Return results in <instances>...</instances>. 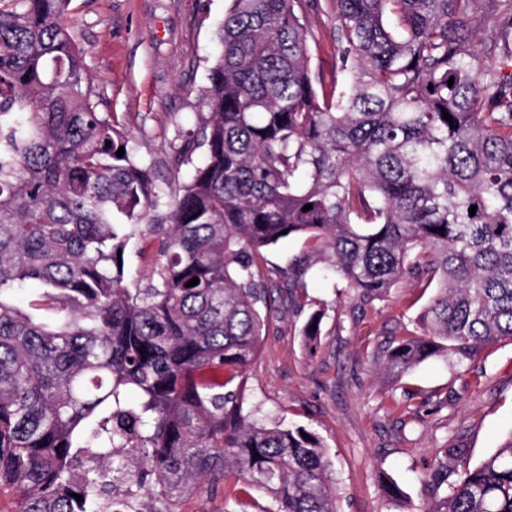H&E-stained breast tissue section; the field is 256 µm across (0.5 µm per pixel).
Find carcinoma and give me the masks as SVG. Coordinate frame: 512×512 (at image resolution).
<instances>
[{
    "label": "carcinoma",
    "mask_w": 512,
    "mask_h": 512,
    "mask_svg": "<svg viewBox=\"0 0 512 512\" xmlns=\"http://www.w3.org/2000/svg\"><path fill=\"white\" fill-rule=\"evenodd\" d=\"M70 4L0 0V493L13 512H180L233 476L267 512H338L323 440L259 416L246 369L319 262L357 308L436 284L423 333L384 351L397 379L512 341V0H307L332 13L342 89L295 0H232L179 194L99 109ZM141 228L157 258L129 281L117 253ZM290 237L312 252L261 277ZM31 282L26 311L10 298ZM460 454L425 512H512V434L450 482Z\"/></svg>",
    "instance_id": "carcinoma-1"
}]
</instances>
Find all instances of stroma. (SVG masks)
I'll list each match as a JSON object with an SVG mask.
<instances>
[{"instance_id": "35a3bbf8", "label": "stroma", "mask_w": 512, "mask_h": 512, "mask_svg": "<svg viewBox=\"0 0 512 512\" xmlns=\"http://www.w3.org/2000/svg\"><path fill=\"white\" fill-rule=\"evenodd\" d=\"M230 0H72L68 25L86 57L103 111L130 133L172 189L187 182L191 166L174 169L172 155L207 109L208 69L215 32ZM313 33L311 64L339 78L336 44L326 14L305 13ZM308 295L328 312L318 353L308 357L301 328L306 312L273 318L261 351L246 371L247 397L284 423L316 432L335 464L340 512H423L429 473L443 448L464 455V471L490 455L512 432V343L487 346L473 361L454 366L430 359L402 379L387 373L386 342L418 330L432 292L401 279L371 306L354 308L334 281L307 276ZM403 496L387 502L382 476ZM262 492H244L227 479L217 494L196 492L181 512H260Z\"/></svg>"}]
</instances>
